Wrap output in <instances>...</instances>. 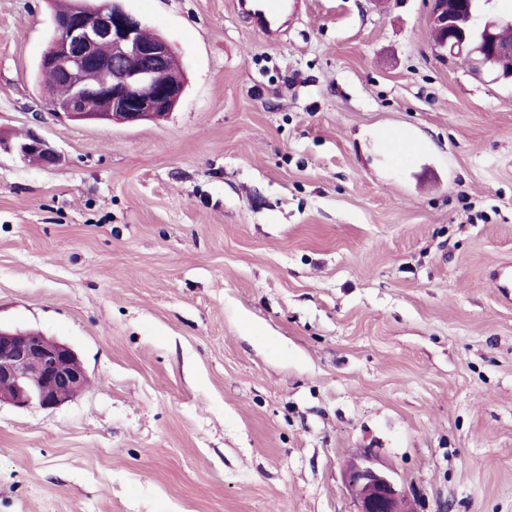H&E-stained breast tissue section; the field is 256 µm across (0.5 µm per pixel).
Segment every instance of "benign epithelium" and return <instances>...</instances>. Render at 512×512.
<instances>
[{
    "label": "benign epithelium",
    "mask_w": 512,
    "mask_h": 512,
    "mask_svg": "<svg viewBox=\"0 0 512 512\" xmlns=\"http://www.w3.org/2000/svg\"><path fill=\"white\" fill-rule=\"evenodd\" d=\"M123 2L78 0L71 14L56 25L41 63L55 74L49 91L65 87L69 96L58 100L50 95L52 115L135 125L168 115L180 101L184 81L171 67L169 42L161 36L144 40V22ZM430 2L437 56L463 57L476 76L512 83V70L500 65L502 57L512 55V37H506L512 33V17L487 16L489 0ZM103 45L111 48L110 55L100 53ZM145 83L154 87L146 98L135 93ZM2 150L23 160L37 153L44 166L58 161L56 151L33 130L24 143L0 142ZM89 384V375L70 345L31 330L0 328V404L52 409ZM345 485L355 512H412L405 486L369 448L348 464Z\"/></svg>",
    "instance_id": "obj_1"
}]
</instances>
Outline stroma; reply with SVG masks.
<instances>
[{
	"instance_id": "1",
	"label": "stroma",
	"mask_w": 512,
	"mask_h": 512,
	"mask_svg": "<svg viewBox=\"0 0 512 512\" xmlns=\"http://www.w3.org/2000/svg\"><path fill=\"white\" fill-rule=\"evenodd\" d=\"M185 92L51 116V0H0V327L89 387L0 405V512H354L373 449L414 512H512V85L438 60L428 0H126ZM248 2H257L248 7ZM300 1H292L289 4L285 0H258L243 1L237 0L236 7L250 15L263 30L272 37L279 35L282 26L279 25V19L285 10L289 7L293 12L297 9ZM2 150L6 152H14L23 160H25L26 156L30 154L28 157L29 162L38 164H41L42 162V165L44 166L54 165L58 161L56 151L41 135L33 130L28 133L27 140L24 143L12 145L8 141H2L0 143V152Z\"/></svg>"
}]
</instances>
